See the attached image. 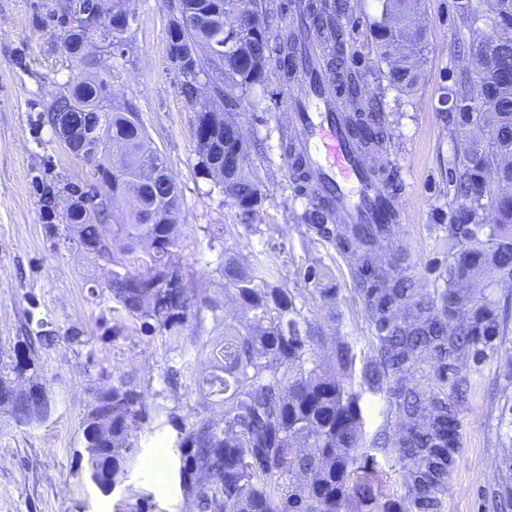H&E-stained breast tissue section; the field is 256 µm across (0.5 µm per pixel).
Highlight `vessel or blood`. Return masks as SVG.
I'll return each instance as SVG.
<instances>
[{
	"mask_svg": "<svg viewBox=\"0 0 512 512\" xmlns=\"http://www.w3.org/2000/svg\"><path fill=\"white\" fill-rule=\"evenodd\" d=\"M292 141L316 186L309 202L328 207L340 228H367L392 237L401 221L398 199L384 179L387 162L370 165L352 140L343 112L334 110L325 85L289 95Z\"/></svg>",
	"mask_w": 512,
	"mask_h": 512,
	"instance_id": "1",
	"label": "vessel or blood"
}]
</instances>
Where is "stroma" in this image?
I'll return each mask as SVG.
<instances>
[{
    "label": "stroma",
    "mask_w": 512,
    "mask_h": 512,
    "mask_svg": "<svg viewBox=\"0 0 512 512\" xmlns=\"http://www.w3.org/2000/svg\"><path fill=\"white\" fill-rule=\"evenodd\" d=\"M177 0H131L135 16L123 46L96 66L115 104H131L154 148L164 157L181 194L179 256L205 288L221 291L224 279L211 236L228 253L248 258L271 250L288 281L307 266H322L336 285V304L323 305L312 285L300 284L296 303L323 329L337 328L355 353L356 368L374 359L376 329L358 290L357 255L337 242L303 238L309 204L301 199L280 148L288 127L284 106L296 80L269 78L259 109L249 101L238 122L251 146L247 174L263 183L264 200L253 226L241 224L237 208L196 167L194 114L169 70V16ZM52 0H0V367L10 365L21 323L58 336L43 354L42 376L53 400L51 415L29 425L0 416V512H119L145 501L149 512H185L172 449V427L138 434L139 453L127 477L103 492L79 455L81 418L105 378L132 376L147 393L164 392L167 406L189 414L198 398L205 356L175 352L173 338L141 331L113 301L104 284L106 267L92 255L65 248L47 229L34 183L49 174L79 181L86 168L71 157L38 115L51 94L83 70L60 49V31L49 19ZM428 19L427 61L413 92L390 87L379 73L369 25L380 0H349L347 62L380 96L392 133L387 149L400 181L404 222L395 232L405 259L399 269L422 293L438 300L448 264V226L457 205L453 161L464 142L455 131L444 97L460 80L455 58L470 38L454 0H423ZM97 295H90V287ZM494 300L503 330L482 359L424 355L406 386L448 392L459 400V452L448 476L441 512H492L493 493L512 491V279L477 289ZM77 332L81 343L67 344ZM179 370L177 391H167L168 367ZM360 406L368 438L394 434L401 419L384 390L363 389Z\"/></svg>",
    "instance_id": "1"
}]
</instances>
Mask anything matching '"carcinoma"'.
I'll return each mask as SVG.
<instances>
[{
  "label": "carcinoma",
  "mask_w": 512,
  "mask_h": 512,
  "mask_svg": "<svg viewBox=\"0 0 512 512\" xmlns=\"http://www.w3.org/2000/svg\"><path fill=\"white\" fill-rule=\"evenodd\" d=\"M129 0H80L81 10L97 8L102 30L83 26L65 14L50 12L62 32V47L75 57L80 41L99 38L118 47L134 20L122 5ZM196 0H178L168 20V57L199 38L193 21ZM253 33L234 28L207 34V44L174 72L178 89L194 112V128L223 114L219 137L224 155L246 158L247 142L235 117L240 101L265 84L274 73L283 81L309 73L307 59L297 52L298 35L286 31L272 36L271 26L290 9L289 0H248ZM302 12L314 23L312 33L328 47L330 56L321 72L333 94L352 113L349 129L363 151L386 148L389 132L378 102L357 72L345 63L347 0H302ZM392 0H382L381 17L372 23L380 61L387 64L389 84L402 92L421 79L426 21L422 0H400V22H392ZM463 25L472 31L496 32L497 56L512 63V0H455ZM484 45L471 38L457 57L467 80L449 92L455 110V129L464 137L456 156L454 195L462 201L455 211L451 233L458 248L448 256L446 288L441 310L408 280L394 274L401 255H381L376 237L358 233L343 242L359 254L358 282L366 312L374 324L377 358L363 367L364 383L386 389L395 398L401 429L377 443L396 454L408 472L404 495L384 491L383 471L369 463L365 443L361 393L352 386L354 353L342 336L329 347L323 328L312 324L296 305L282 271L261 251L243 263L219 249L224 294L207 292L180 263V190L165 164L153 177L145 164L159 159L137 112L129 105L106 115L108 81L86 76L73 82L69 101L55 108L44 105L42 125L55 124V113L67 112L72 122L98 129L102 145L96 165L99 178L112 185L109 200L87 202L56 212L57 197L78 183L42 185L40 199L56 235L76 228L78 241L108 267L106 288L112 300L144 329L167 333L176 349L208 353V372L200 382V399L182 419L174 408L149 404L134 379L122 376L97 389L82 417L85 447L97 449L86 460L91 479L105 492L126 477L136 455L137 431L152 424L176 428L179 487L185 512H441L448 475L456 464L459 410L456 401L430 394L403 379L418 358L430 352L441 357H480L500 335L499 310L490 300L477 304L467 286L504 273L512 266V87L501 84L497 71L483 62ZM212 80L210 107L199 106L197 80ZM197 167L238 209L241 223L251 224L263 202L260 182L228 166L224 180L215 179L205 146L196 144ZM495 203V223H482L485 200ZM332 215L312 205L305 223L336 239L328 227ZM303 282L312 283L325 302L336 298L327 270L309 266ZM245 310L246 319L225 330L213 342L202 336L204 313L224 319V296ZM14 347L11 372L0 370V406L18 425L44 418L43 410L26 396L6 392L10 374H24L34 387L42 382V352L57 337L25 325ZM221 406L217 415L212 407Z\"/></svg>",
  "instance_id": "obj_1"
}]
</instances>
